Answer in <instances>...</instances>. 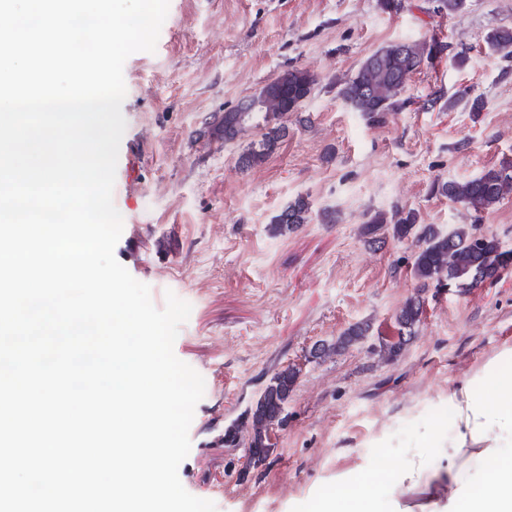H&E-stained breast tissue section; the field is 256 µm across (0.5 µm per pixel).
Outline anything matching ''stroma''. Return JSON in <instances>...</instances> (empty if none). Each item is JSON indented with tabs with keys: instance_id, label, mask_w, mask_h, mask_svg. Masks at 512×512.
Here are the masks:
<instances>
[{
	"instance_id": "stroma-1",
	"label": "stroma",
	"mask_w": 512,
	"mask_h": 512,
	"mask_svg": "<svg viewBox=\"0 0 512 512\" xmlns=\"http://www.w3.org/2000/svg\"><path fill=\"white\" fill-rule=\"evenodd\" d=\"M434 6L406 0L389 14L378 0H170L155 52L124 64L115 257L156 308L170 292L192 307L174 353L202 375L205 393L178 473L217 512H317L381 460L389 469L377 498L391 512L406 449L427 432L448 440L449 390L512 348L511 267L493 284L428 290L413 343L389 363L371 352L396 336L394 315L418 283L413 246L369 250L362 224L396 206L444 229L471 223L432 183L512 160V71L485 43L491 29H512V0H467L452 16ZM434 36L466 47V65L424 64L410 104L385 124H368L338 96L377 49ZM291 66L315 73L314 90L275 150L241 170L247 140L223 143L207 126ZM463 88L484 97L482 112L448 106ZM437 90L444 101L424 109ZM299 197L310 223L271 236L272 217ZM325 211L336 223H322ZM362 323L363 340L310 357L315 342ZM288 365L300 375L287 420L273 453L253 464L224 431Z\"/></svg>"
}]
</instances>
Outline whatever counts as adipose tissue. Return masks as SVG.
<instances>
[{"label":"adipose tissue","instance_id":"ef3b65f1","mask_svg":"<svg viewBox=\"0 0 512 512\" xmlns=\"http://www.w3.org/2000/svg\"><path fill=\"white\" fill-rule=\"evenodd\" d=\"M496 398L486 404L474 381L448 394L456 414L454 435L439 445L425 434L399 472L408 504L393 512H512V374L495 375ZM438 457L427 467V451Z\"/></svg>","mask_w":512,"mask_h":512}]
</instances>
